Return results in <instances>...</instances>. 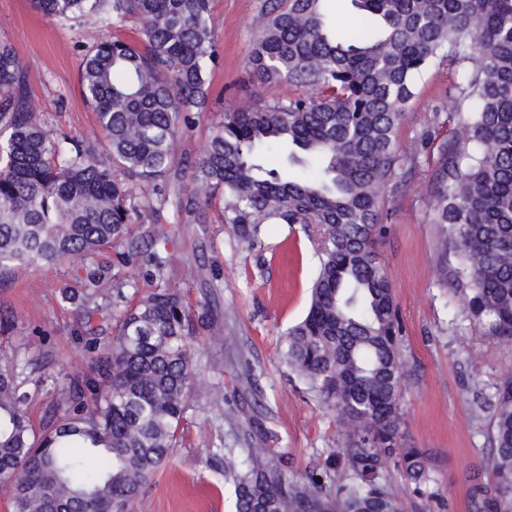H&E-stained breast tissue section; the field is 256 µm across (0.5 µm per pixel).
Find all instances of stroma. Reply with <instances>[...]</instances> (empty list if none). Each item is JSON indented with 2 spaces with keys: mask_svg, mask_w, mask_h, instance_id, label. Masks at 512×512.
<instances>
[{
  "mask_svg": "<svg viewBox=\"0 0 512 512\" xmlns=\"http://www.w3.org/2000/svg\"><path fill=\"white\" fill-rule=\"evenodd\" d=\"M264 0H211L210 21L219 61L209 77L205 111L192 113L178 145V158L201 154L228 109H251L270 95L247 66L254 21ZM94 19L67 23L37 13L31 0H0V39L29 64V88L50 137L107 140L85 103L79 65ZM449 76L433 65L416 82L413 110L399 131L403 145H416L422 119L448 109ZM131 206L138 218L130 241L102 248L75 264L17 266L0 282V314L11 329L0 334V360L19 355L27 362L28 413L41 424L57 388L89 370L90 336H109L112 321L86 323L81 295L89 278L100 281L97 305H112L114 279L124 280L129 303L157 288L178 289L190 313L208 304L210 327L194 339L197 368L205 387L223 394L217 411L191 398L172 456L142 490L137 512H231L233 488L220 464H207L213 448H270L285 477H305L310 463L342 446L335 413L318 393L279 358L289 327L309 304L319 267L316 246L301 227L267 225L259 242L247 245L222 221V206L209 208L205 223H188L174 202L151 210L139 195ZM168 230L154 244L155 224ZM388 231L377 243L403 322L406 360L399 406L406 442L430 457L427 498L406 489L397 474L390 486L403 512H475L474 482H492L489 417H475L477 402L491 401L499 382L512 375V353L467 320L453 288L436 277L438 225L428 223L418 192L393 199ZM165 263L156 271L154 257ZM200 267L186 278L187 266Z\"/></svg>",
  "mask_w": 512,
  "mask_h": 512,
  "instance_id": "stroma-1",
  "label": "stroma"
}]
</instances>
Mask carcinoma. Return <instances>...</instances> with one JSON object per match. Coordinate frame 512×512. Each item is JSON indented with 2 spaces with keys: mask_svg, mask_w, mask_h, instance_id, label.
Wrapping results in <instances>:
<instances>
[{
  "mask_svg": "<svg viewBox=\"0 0 512 512\" xmlns=\"http://www.w3.org/2000/svg\"><path fill=\"white\" fill-rule=\"evenodd\" d=\"M338 27L322 0H265L248 66L274 90L264 105L224 113L205 152L175 162L188 113L203 111L218 60L210 0H32L50 21L94 17L80 65L85 101L108 140L52 141L37 122L28 68L0 42V276L16 264H66L123 242L132 190L175 197L198 221L208 193L224 223L252 245L266 224L317 226L320 266L306 315L281 358L335 411L347 478L334 461L287 480L268 448H217L235 512H402L387 474L420 495L427 454L403 439L401 323L376 244L387 205L421 172L429 223L442 225L439 277L484 335L512 348V0H356ZM132 17L139 38L103 29ZM448 63L455 108L424 119L428 167L399 129L415 83ZM279 164L267 168L257 150ZM204 194L184 195L185 169ZM456 265L448 268V253ZM83 296L87 321L116 322L89 339L97 371L74 378L34 428L25 365H0V486L12 512H134L149 476L172 454L197 379L192 318L179 292L159 288L112 315ZM492 420L495 480L475 482L478 512H512V376L479 405Z\"/></svg>",
  "mask_w": 512,
  "mask_h": 512,
  "instance_id": "carcinoma-1",
  "label": "carcinoma"
}]
</instances>
